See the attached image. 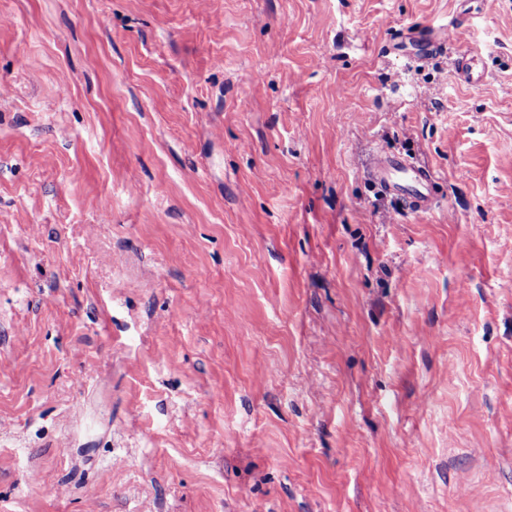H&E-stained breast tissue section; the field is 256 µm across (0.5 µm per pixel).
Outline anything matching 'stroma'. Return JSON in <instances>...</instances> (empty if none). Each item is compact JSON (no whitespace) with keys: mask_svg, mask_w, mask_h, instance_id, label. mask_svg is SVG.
I'll use <instances>...</instances> for the list:
<instances>
[{"mask_svg":"<svg viewBox=\"0 0 512 512\" xmlns=\"http://www.w3.org/2000/svg\"><path fill=\"white\" fill-rule=\"evenodd\" d=\"M1 14L0 512H512V0ZM458 69L461 76L468 81H473L474 75H476V82L481 81L484 77V65L477 55L470 52L461 54L458 60Z\"/></svg>","mask_w":512,"mask_h":512,"instance_id":"1","label":"stroma"}]
</instances>
